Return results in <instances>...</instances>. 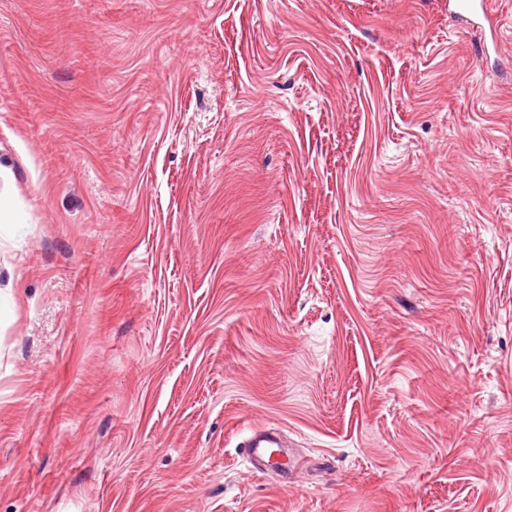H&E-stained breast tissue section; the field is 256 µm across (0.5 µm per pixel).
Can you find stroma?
Segmentation results:
<instances>
[{
  "instance_id": "stroma-1",
  "label": "stroma",
  "mask_w": 512,
  "mask_h": 512,
  "mask_svg": "<svg viewBox=\"0 0 512 512\" xmlns=\"http://www.w3.org/2000/svg\"><path fill=\"white\" fill-rule=\"evenodd\" d=\"M490 8L0 0V512H512ZM239 447L243 448L246 455L257 464L260 470H264L262 466H276L273 453L282 451L273 448H284L285 444L273 428L263 426L251 429L249 435L240 442Z\"/></svg>"
}]
</instances>
